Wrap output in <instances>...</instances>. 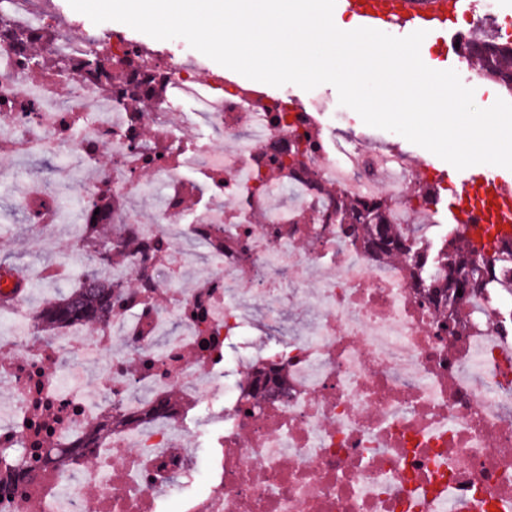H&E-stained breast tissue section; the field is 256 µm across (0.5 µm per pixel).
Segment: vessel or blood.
<instances>
[{
	"label": "vessel or blood",
	"instance_id": "1",
	"mask_svg": "<svg viewBox=\"0 0 512 512\" xmlns=\"http://www.w3.org/2000/svg\"><path fill=\"white\" fill-rule=\"evenodd\" d=\"M359 26L378 31L390 29L409 34L417 30L442 32L449 19L463 5V0H337ZM462 192L455 207L456 223L477 224L479 230L495 228L512 233V184L484 167L475 165L463 173ZM478 202L477 208L466 204L467 198ZM30 284L22 269L9 271L0 280V304L15 305Z\"/></svg>",
	"mask_w": 512,
	"mask_h": 512
}]
</instances>
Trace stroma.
I'll use <instances>...</instances> for the list:
<instances>
[{
	"label": "stroma",
	"mask_w": 512,
	"mask_h": 512,
	"mask_svg": "<svg viewBox=\"0 0 512 512\" xmlns=\"http://www.w3.org/2000/svg\"><path fill=\"white\" fill-rule=\"evenodd\" d=\"M425 64L434 70H455L465 86L474 88V101L478 107H491L496 100L512 101V93L498 83L480 79L472 66L460 63L453 31L430 33ZM372 140L381 149L397 148L409 153L411 163H421L449 179V190L443 198H450L452 187L458 186L460 172L427 149L416 145L400 134L372 129ZM0 172L5 179L0 182V264L9 263L35 275L30 285L35 307H42L49 300L73 288L74 274L82 270L89 254L74 240L75 229L67 212L76 203L74 170L67 160L50 156H25L0 152ZM37 183L61 193L64 210L55 223L38 227L31 224L19 205V185Z\"/></svg>",
	"instance_id": "obj_1"
}]
</instances>
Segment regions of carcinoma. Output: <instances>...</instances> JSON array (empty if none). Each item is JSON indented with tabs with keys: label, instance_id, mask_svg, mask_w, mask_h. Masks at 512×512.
<instances>
[{
	"label": "carcinoma",
	"instance_id": "1",
	"mask_svg": "<svg viewBox=\"0 0 512 512\" xmlns=\"http://www.w3.org/2000/svg\"><path fill=\"white\" fill-rule=\"evenodd\" d=\"M460 55L470 60L477 74L512 90V41L492 31L459 44ZM309 134L298 136L288 151V162L275 161L265 168L261 183L283 182L294 174L312 175L306 160ZM314 186L335 198L336 223L351 230L361 250L376 259H399L409 263L411 277L427 292L439 317L456 321L459 309L448 312V304L457 293L475 295L487 288H498L512 296V248L504 247L493 257L485 255L483 237L465 235L454 229L441 245V268L433 270L417 251L413 235L386 222L390 204L380 198L372 202L345 196L313 181ZM96 225L85 245L92 248L91 262L84 268L75 288L35 312L36 335H52L62 321L97 325L112 315V278L101 269L123 261L134 251L131 243L118 234H101ZM469 269L471 280L462 281L459 271Z\"/></svg>",
	"mask_w": 512,
	"mask_h": 512
}]
</instances>
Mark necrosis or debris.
<instances>
[{
	"mask_svg": "<svg viewBox=\"0 0 512 512\" xmlns=\"http://www.w3.org/2000/svg\"><path fill=\"white\" fill-rule=\"evenodd\" d=\"M45 4L0 0L28 35L0 39V149L96 169L79 186L81 223L112 225L141 249L113 266L125 286L93 331L66 323L36 342L24 314L0 338V386L15 396L0 422V512H512V300L465 298L466 328L453 329L407 263L357 250L305 180L256 187L260 160L287 157L308 131L310 166L342 194L374 200L383 169H395L387 221L409 232V214L435 206L414 198L413 183L438 189V177L367 151L357 133H324L342 113L324 121L221 73L200 81L180 43L155 55L113 31V55L132 65L104 93L83 67L101 36L73 32ZM34 47L64 59L65 81L33 72ZM125 84L141 87L148 122L133 121ZM188 99L197 110L178 111ZM216 137L228 148L217 151ZM146 173L163 189L156 224L129 206ZM192 196L204 203L191 213ZM194 245L211 273L186 292L177 282ZM323 269L309 298L318 318L281 334L307 273ZM257 300L266 312L254 321ZM275 333L277 350L261 357L275 393L259 409L251 379H223L238 361L227 342ZM116 339L123 352H112ZM82 361L99 364L96 384L82 383ZM208 400L221 405L220 452L203 467L179 434Z\"/></svg>",
	"mask_w": 512,
	"mask_h": 512,
	"instance_id": "necrosis-or-debris-1",
	"label": "necrosis or debris"
}]
</instances>
